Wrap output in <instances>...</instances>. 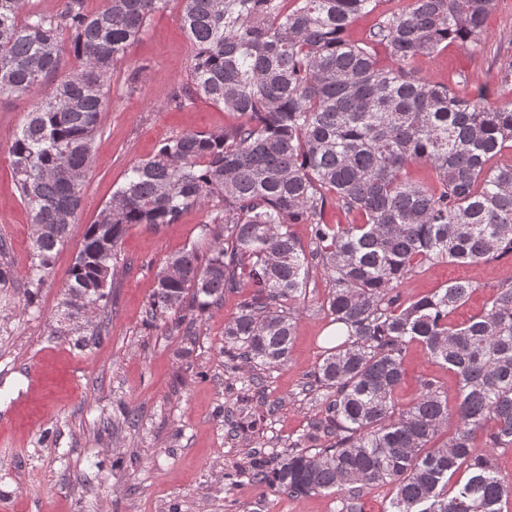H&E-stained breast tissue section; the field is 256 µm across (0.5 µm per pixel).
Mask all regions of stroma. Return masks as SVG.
<instances>
[{
	"label": "stroma",
	"instance_id": "1",
	"mask_svg": "<svg viewBox=\"0 0 512 512\" xmlns=\"http://www.w3.org/2000/svg\"><path fill=\"white\" fill-rule=\"evenodd\" d=\"M180 4L154 14L112 72L108 105L85 177L83 203L68 242L55 259L54 278L30 283L31 217L20 200L9 162L15 133L30 100L0 99V262L13 278L0 287V512H336V498H294L260 487L248 477L225 484V472L247 466L260 444L285 446L305 433L312 417L302 386L328 348L331 317L320 305L329 282L313 272L307 307L296 329L287 366L264 373V394L237 403L227 389L224 325L238 311L240 294L204 315L186 311L183 328L146 327L157 273L172 255L198 242L203 210H187L180 223L156 230L136 224L117 246L114 281L92 314L107 334L84 342L83 331L59 338L64 273L87 224L97 220L128 168L153 156L165 138L213 131L238 116L209 100L171 103L189 74L194 48L179 22ZM512 62V0L489 14L484 48L470 54L451 44L416 64L418 76L488 104L512 101V81L501 74ZM512 256L474 265L416 268L403 298L468 279L478 288L452 317L460 324L480 313L503 281ZM401 402L417 394L420 377L438 379L456 395L455 375L431 361L421 344L407 349ZM136 417L127 420L125 409Z\"/></svg>",
	"mask_w": 512,
	"mask_h": 512
}]
</instances>
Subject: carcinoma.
<instances>
[{
  "label": "carcinoma",
  "mask_w": 512,
  "mask_h": 512,
  "mask_svg": "<svg viewBox=\"0 0 512 512\" xmlns=\"http://www.w3.org/2000/svg\"><path fill=\"white\" fill-rule=\"evenodd\" d=\"M169 2L106 0L90 13L85 0H63L46 14L0 0V97L32 100L9 155L36 232L37 287L76 224L114 66ZM497 2L409 0L352 41L348 27L379 0H180L195 47L184 95L241 121L170 137L127 170L84 230L55 334L70 335L66 321L107 296L100 285L112 283L130 226L160 229L205 209L206 247L158 272L148 325L246 291L224 325V356L235 383L236 361L246 363L243 390L256 394L260 372L288 363L313 270L330 283L321 308L345 328L302 387L318 408L308 432L281 450L252 449V481L296 498L334 494L336 512H363L364 491L379 486L392 490L385 512H509L512 480L495 451L512 449V280L462 325L450 317L473 283L408 301L399 291L426 263L512 254V164L489 165L512 150V101L487 106L414 75L444 44L477 50ZM66 54L69 69L46 85ZM417 164L435 185L408 178ZM333 205L357 221L328 223ZM296 224L308 225V242ZM414 342L455 375L454 405L429 377L400 403ZM459 472L467 479L449 485Z\"/></svg>",
  "instance_id": "1"
}]
</instances>
